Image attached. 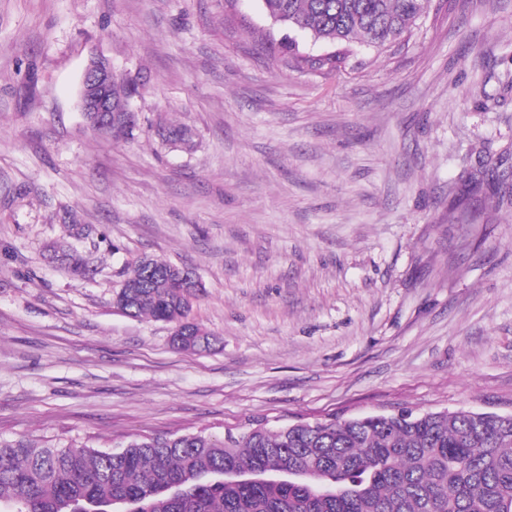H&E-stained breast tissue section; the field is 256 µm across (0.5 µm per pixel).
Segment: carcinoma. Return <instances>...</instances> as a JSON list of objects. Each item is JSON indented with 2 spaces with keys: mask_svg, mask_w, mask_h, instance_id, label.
Here are the masks:
<instances>
[{
  "mask_svg": "<svg viewBox=\"0 0 512 512\" xmlns=\"http://www.w3.org/2000/svg\"><path fill=\"white\" fill-rule=\"evenodd\" d=\"M283 31L281 52L301 68L332 72L347 55L305 56L292 34L382 47L399 39L432 0H262ZM137 92L112 85L114 140L134 138L138 120L121 109ZM157 135L185 145L188 130ZM123 303L133 317L184 325L179 350L213 345L188 321L185 288L145 258L125 273ZM277 469V482H233L224 472ZM512 512V419L475 411L401 412L283 426L258 424L219 439L203 431L135 438L112 450L0 441V512Z\"/></svg>",
  "mask_w": 512,
  "mask_h": 512,
  "instance_id": "cac0c4a2",
  "label": "carcinoma"
}]
</instances>
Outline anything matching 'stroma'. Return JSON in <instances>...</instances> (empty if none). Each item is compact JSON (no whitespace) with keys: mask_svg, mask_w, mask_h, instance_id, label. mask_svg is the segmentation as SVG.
<instances>
[{"mask_svg":"<svg viewBox=\"0 0 512 512\" xmlns=\"http://www.w3.org/2000/svg\"><path fill=\"white\" fill-rule=\"evenodd\" d=\"M281 36L262 0H0V440L512 414V0H434L330 73ZM95 57L139 87L134 140L84 119ZM144 256L203 283L212 350L116 308Z\"/></svg>","mask_w":512,"mask_h":512,"instance_id":"1","label":"stroma"}]
</instances>
